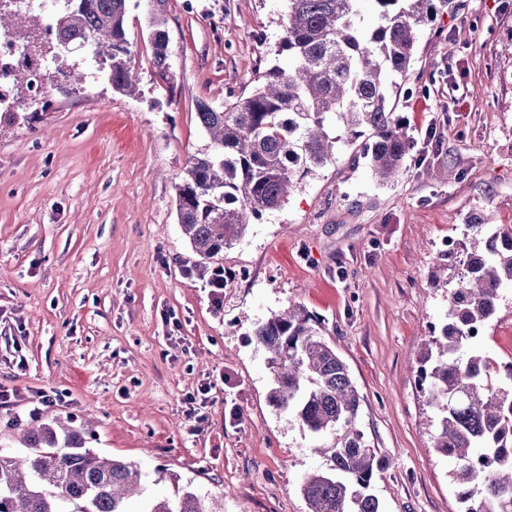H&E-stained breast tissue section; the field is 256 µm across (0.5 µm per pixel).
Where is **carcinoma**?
I'll use <instances>...</instances> for the list:
<instances>
[{"instance_id":"obj_1","label":"carcinoma","mask_w":512,"mask_h":512,"mask_svg":"<svg viewBox=\"0 0 512 512\" xmlns=\"http://www.w3.org/2000/svg\"><path fill=\"white\" fill-rule=\"evenodd\" d=\"M130 0H70L57 16L61 40L83 36L105 65L112 91L139 93L127 34ZM363 0H288V26L275 63L258 73L246 96L222 108L198 103L209 143L192 156L176 186L178 224L196 260L191 267L214 289L224 288V249L254 219L283 206L312 172L336 160L340 148L367 161L384 184L396 180L411 150L407 122L397 111L414 85L410 70L419 27L453 0H373L380 23L361 24ZM146 27L152 63L169 81L167 0H148ZM20 17L15 0H0V27ZM10 123L34 113L21 93ZM470 247L460 260L448 312L426 344L417 369L426 404L436 416L433 448L454 462L451 472L462 512H512V363L497 365L471 330H482L512 288V229L480 217L465 225ZM253 336L269 353L271 402L332 444L319 452L325 473L303 477L309 512H379L370 493L380 465L358 425L361 396L346 364L323 337V321L290 304L259 321ZM15 420L0 432V512H129L143 494L133 462L86 447V432L58 420ZM23 434L26 452L9 449ZM140 512H217L193 490L174 501L147 500Z\"/></svg>"}]
</instances>
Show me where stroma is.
<instances>
[{
    "label": "stroma",
    "mask_w": 512,
    "mask_h": 512,
    "mask_svg": "<svg viewBox=\"0 0 512 512\" xmlns=\"http://www.w3.org/2000/svg\"><path fill=\"white\" fill-rule=\"evenodd\" d=\"M420 29L416 145L382 184L341 153L224 251L221 303L190 276L175 185L208 139L197 105L248 93L288 24L287 0H168L170 82L152 66L142 9L127 18L136 96L103 81L52 91L31 124L0 129V423L65 393L48 416L90 425V448L137 463L146 494L217 495L224 512H308L302 479L330 467L318 437L269 401L251 332L296 302L324 323L382 461L379 512H461L416 362L448 309L431 281L448 240L483 214L512 227V0H458ZM481 344L512 361V289ZM212 383L189 432L186 399Z\"/></svg>",
    "instance_id": "obj_1"
}]
</instances>
